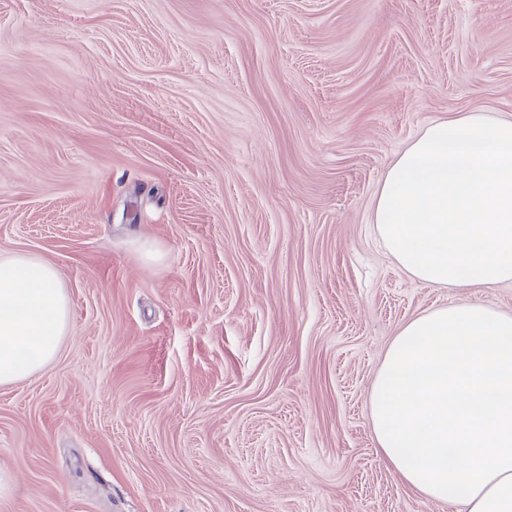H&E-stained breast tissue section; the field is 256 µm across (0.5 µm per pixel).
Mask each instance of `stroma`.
Wrapping results in <instances>:
<instances>
[{
	"label": "stroma",
	"mask_w": 512,
	"mask_h": 512,
	"mask_svg": "<svg viewBox=\"0 0 512 512\" xmlns=\"http://www.w3.org/2000/svg\"><path fill=\"white\" fill-rule=\"evenodd\" d=\"M512 115V0H0V257L60 352L0 385V512H451L378 447L431 288L372 223L431 122Z\"/></svg>",
	"instance_id": "35a3bbf8"
}]
</instances>
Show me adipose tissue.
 Masks as SVG:
<instances>
[{"label":"adipose tissue","instance_id":"1","mask_svg":"<svg viewBox=\"0 0 512 512\" xmlns=\"http://www.w3.org/2000/svg\"><path fill=\"white\" fill-rule=\"evenodd\" d=\"M373 222L425 286L512 283V117L471 112L425 127L390 164ZM68 325L54 266L0 258V384L49 365ZM370 410L379 448L410 487L456 512H512V315L475 301L408 322Z\"/></svg>","mask_w":512,"mask_h":512}]
</instances>
